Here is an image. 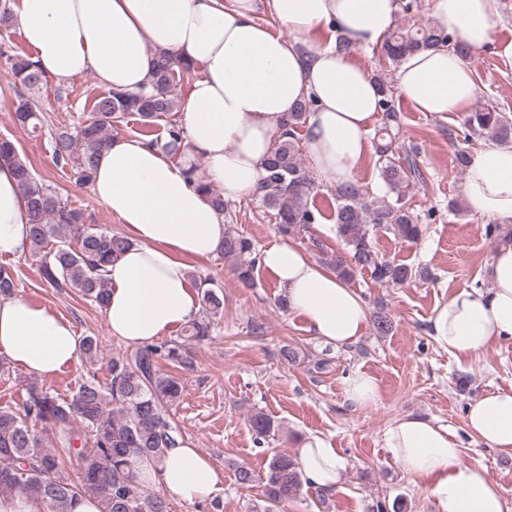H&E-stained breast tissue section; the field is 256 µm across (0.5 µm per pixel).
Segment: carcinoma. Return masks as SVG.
Returning <instances> with one entry per match:
<instances>
[{
  "mask_svg": "<svg viewBox=\"0 0 512 512\" xmlns=\"http://www.w3.org/2000/svg\"><path fill=\"white\" fill-rule=\"evenodd\" d=\"M434 47H446L464 59L472 52L452 34L431 26L394 28L374 49L380 66L372 77L381 113L373 137L374 161L387 192L379 196L361 184L334 188L332 219L343 251L330 252L321 240L310 238L323 263L347 283L366 269L380 284L403 285L429 278L424 268L380 254L375 235L384 231L398 240L416 243L425 231L408 198L410 176L419 170L409 155L402 162L395 159V131L400 128L401 116L394 74L406 53ZM0 58L10 65L23 88L17 94L16 121L33 133L41 131L42 107L28 92L40 88L43 73L23 54L0 48ZM194 75L192 64L161 55L155 64L151 93L110 90L95 97L85 121L54 129L51 147L56 164L70 168L76 182L92 183L99 158L120 127L132 120L142 127L166 120L163 148L172 154L182 151V128L169 117L180 109L178 84ZM313 105V96L307 95L288 113L284 130L264 164L256 196L285 237L305 235L325 219L315 201L316 178L302 159L303 132ZM466 124L495 143L512 145V118L493 104L471 113ZM0 163L12 166L19 179L31 232V256L38 263L43 283L58 292L76 290L104 307L109 294L105 268L129 249L131 241L122 233L84 224L82 212L62 203L38 180L7 138H0ZM187 173L224 213L226 232L217 254L236 261L241 281L252 280L256 267L252 241L234 224L221 194L195 177L194 167ZM195 284L201 290L200 310L183 327L181 336L112 357L108 386L100 385L90 374L71 397L62 398L30 382L20 401L0 407V496L24 494L35 502L38 512H70L72 502L86 496L98 502L100 512H171L166 495L149 491L139 464L147 459L159 465L170 449L183 443L171 416L182 396V382L179 374L164 372L161 366L192 368V346L211 339L215 321L224 316L220 286L211 278H199ZM16 288L14 270L0 265V296L9 297ZM249 426L259 445L280 433V424L260 411L250 415ZM74 461L82 472L77 482L67 471ZM262 483V512H279L309 486L297 459L279 452L267 462Z\"/></svg>",
  "mask_w": 512,
  "mask_h": 512,
  "instance_id": "carcinoma-1",
  "label": "carcinoma"
}]
</instances>
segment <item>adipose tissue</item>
Masks as SVG:
<instances>
[{"label":"adipose tissue","instance_id":"1","mask_svg":"<svg viewBox=\"0 0 512 512\" xmlns=\"http://www.w3.org/2000/svg\"><path fill=\"white\" fill-rule=\"evenodd\" d=\"M498 0H431L439 25L472 48L494 35ZM286 34L258 23V0H13L15 24L46 77L66 80L92 72L114 91L149 89L159 55L194 64L200 72L181 110L184 151L207 161L206 181L223 198L256 193L263 165L282 124L307 94L316 106L307 119L306 150L314 170L334 186L356 184L371 148L378 112L371 74L338 55L334 42L313 34L340 29L359 48L380 43L394 28L399 0H270ZM396 94L418 111H462L478 95L468 63L447 48L404 57ZM92 191L130 239V248L106 268L105 321L112 336L136 347L185 326L200 294L190 263L214 255L224 240V216L184 167L147 139L114 138L102 154ZM464 195L474 214L512 219V145L488 144L469 156ZM31 250L25 202L12 167L0 165V256ZM258 264L276 279L290 311L317 337L336 347L354 344L367 322L363 299L292 242L274 241ZM436 342L457 358L478 355L495 341L512 340V241L491 263V285L464 287L439 306ZM73 324L19 297H0V356L45 378L78 361ZM469 432L512 452V393L476 398ZM405 472L427 480L439 512H505L498 487L472 465L447 427L406 416L385 435ZM313 489L335 492L346 461L312 435L298 451ZM143 480L181 499L205 500L219 491L223 473L183 444L162 465H140Z\"/></svg>","mask_w":512,"mask_h":512}]
</instances>
